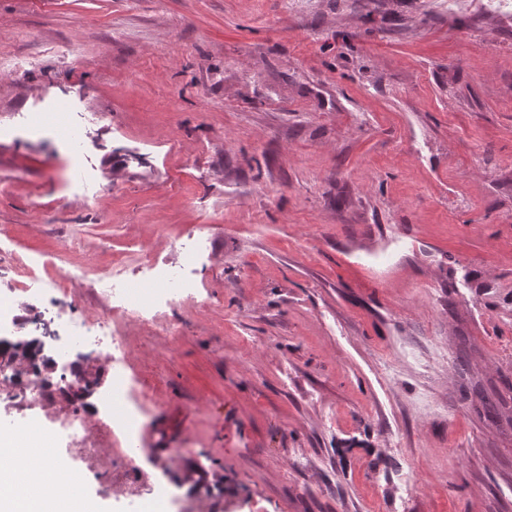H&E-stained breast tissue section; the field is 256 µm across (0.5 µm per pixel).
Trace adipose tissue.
I'll return each mask as SVG.
<instances>
[{
	"instance_id": "ef3b65f1",
	"label": "adipose tissue",
	"mask_w": 512,
	"mask_h": 512,
	"mask_svg": "<svg viewBox=\"0 0 512 512\" xmlns=\"http://www.w3.org/2000/svg\"><path fill=\"white\" fill-rule=\"evenodd\" d=\"M47 443L13 433L0 444V512H74L76 494L65 492Z\"/></svg>"
}]
</instances>
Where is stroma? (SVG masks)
<instances>
[{
    "label": "stroma",
    "instance_id": "stroma-1",
    "mask_svg": "<svg viewBox=\"0 0 512 512\" xmlns=\"http://www.w3.org/2000/svg\"><path fill=\"white\" fill-rule=\"evenodd\" d=\"M2 227L27 303L62 250L64 311L131 242L196 282L123 329L162 512H512L502 0H0Z\"/></svg>",
    "mask_w": 512,
    "mask_h": 512
}]
</instances>
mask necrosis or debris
Listing matches in <instances>:
<instances>
[{"instance_id":"obj_1","label":"necrosis or debris","mask_w":512,"mask_h":512,"mask_svg":"<svg viewBox=\"0 0 512 512\" xmlns=\"http://www.w3.org/2000/svg\"><path fill=\"white\" fill-rule=\"evenodd\" d=\"M130 260L137 261L148 272L149 288L124 286L120 273ZM111 275L113 308L125 318L144 325L159 324L166 308L196 294L190 280L157 268L149 251L135 244L113 261ZM75 348L83 349L85 358L104 357L112 364L110 384L100 395L99 407L93 415L88 414L79 398L88 388L85 376L73 369L69 361V354ZM55 353L58 361L51 371L44 370L38 361L22 376L0 370V406L20 413L49 406L65 410L62 426L68 431V442L60 451L61 461L80 463L85 471L98 476L105 490L120 486L130 496L153 495L155 484L150 483L148 475L124 449H115L109 468H100L98 463L100 444L112 438V409H125L127 417L122 431L131 443L139 438L138 419L146 413V393L134 385L128 373L126 350L121 336L112 331L111 318L101 316L75 322L68 345L56 347Z\"/></svg>"}]
</instances>
